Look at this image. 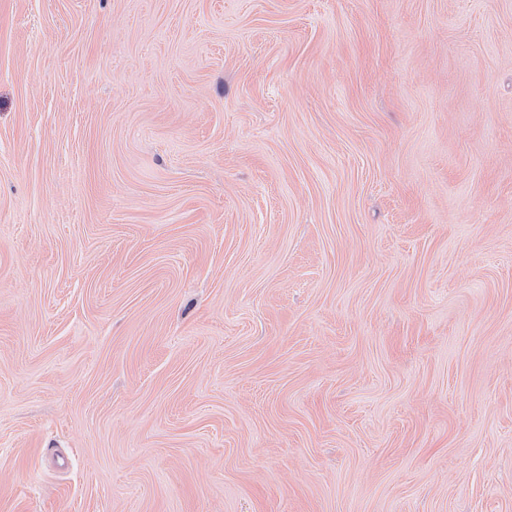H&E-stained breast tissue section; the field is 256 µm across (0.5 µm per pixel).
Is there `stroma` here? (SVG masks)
I'll return each mask as SVG.
<instances>
[{
  "mask_svg": "<svg viewBox=\"0 0 512 512\" xmlns=\"http://www.w3.org/2000/svg\"><path fill=\"white\" fill-rule=\"evenodd\" d=\"M0 512H512V0H0Z\"/></svg>",
  "mask_w": 512,
  "mask_h": 512,
  "instance_id": "35a3bbf8",
  "label": "stroma"
}]
</instances>
